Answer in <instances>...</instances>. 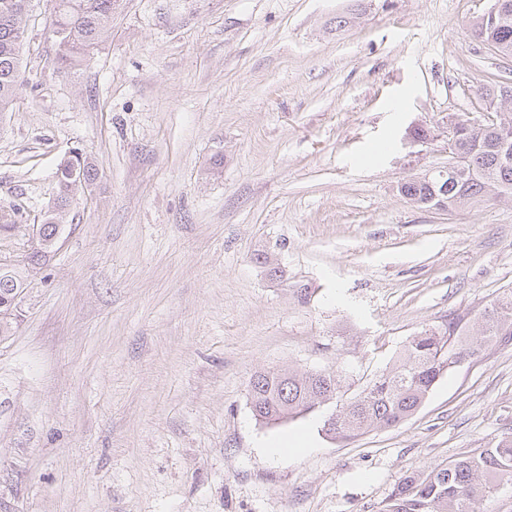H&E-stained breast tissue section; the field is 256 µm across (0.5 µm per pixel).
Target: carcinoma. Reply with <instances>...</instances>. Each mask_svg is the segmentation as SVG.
<instances>
[{
	"label": "carcinoma",
	"instance_id": "1",
	"mask_svg": "<svg viewBox=\"0 0 512 512\" xmlns=\"http://www.w3.org/2000/svg\"><path fill=\"white\" fill-rule=\"evenodd\" d=\"M27 2L0 0V112L24 85L20 46ZM117 2L56 0L49 34L62 64L75 68L88 60L90 50L111 27ZM470 34L481 42L492 41L496 53L512 57V9L493 28L475 21ZM505 85L512 89V82L500 80L479 89L486 108L499 112L496 120L479 126L463 118L456 123L454 149L464 158L467 174L443 182L436 176L410 179L399 187L404 198L426 208L441 201L452 208L512 197V159L506 160L500 148L501 129L512 130V103L503 110L498 103ZM57 178V202L42 222L47 241L57 235L75 192L92 185L96 172L77 151L59 165ZM25 288L18 267L0 269V299L18 295ZM507 335H512L511 289L473 318L453 316L409 337L396 359L356 390L350 389L340 365L334 371H258L250 381V408L255 420L268 425L330 406L335 418L323 421L322 431L329 439L345 443L370 430L402 422L424 403L454 360L475 356L484 345ZM511 477L512 437L505 436L477 455L402 478L381 512H477L476 505L494 484Z\"/></svg>",
	"mask_w": 512,
	"mask_h": 512
}]
</instances>
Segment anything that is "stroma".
<instances>
[{
    "label": "stroma",
    "instance_id": "stroma-1",
    "mask_svg": "<svg viewBox=\"0 0 512 512\" xmlns=\"http://www.w3.org/2000/svg\"><path fill=\"white\" fill-rule=\"evenodd\" d=\"M489 5L120 0L63 69L55 2L29 0L0 259L24 255L71 151L97 179L0 337V512H380L404 476L512 436V336L346 443L319 412L260 424L248 399L255 372L288 366L363 385L422 327L512 289V199L398 192L447 167L450 120L491 118L477 89L512 57L469 33ZM417 127L435 140L410 142ZM302 433L311 448L262 450Z\"/></svg>",
    "mask_w": 512,
    "mask_h": 512
}]
</instances>
